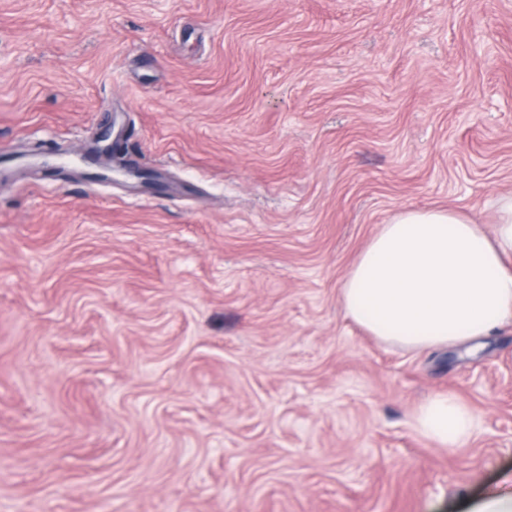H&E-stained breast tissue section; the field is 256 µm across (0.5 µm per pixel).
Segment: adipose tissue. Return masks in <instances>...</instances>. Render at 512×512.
<instances>
[{"label": "adipose tissue", "instance_id": "ef3b65f1", "mask_svg": "<svg viewBox=\"0 0 512 512\" xmlns=\"http://www.w3.org/2000/svg\"><path fill=\"white\" fill-rule=\"evenodd\" d=\"M493 233L451 210L406 209L371 239L342 288L347 315L385 343L427 349L492 335L512 321V195L499 199ZM415 426L444 448L466 440L472 411L437 394Z\"/></svg>", "mask_w": 512, "mask_h": 512}]
</instances>
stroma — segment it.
<instances>
[{"label": "stroma", "mask_w": 512, "mask_h": 512, "mask_svg": "<svg viewBox=\"0 0 512 512\" xmlns=\"http://www.w3.org/2000/svg\"><path fill=\"white\" fill-rule=\"evenodd\" d=\"M107 127L164 188L70 165ZM506 194L512 0H0V512H473L512 324L407 349L342 287L400 211ZM415 426L422 436L441 447L455 448L471 435L474 415L456 398L437 394L419 408Z\"/></svg>", "instance_id": "stroma-1"}]
</instances>
